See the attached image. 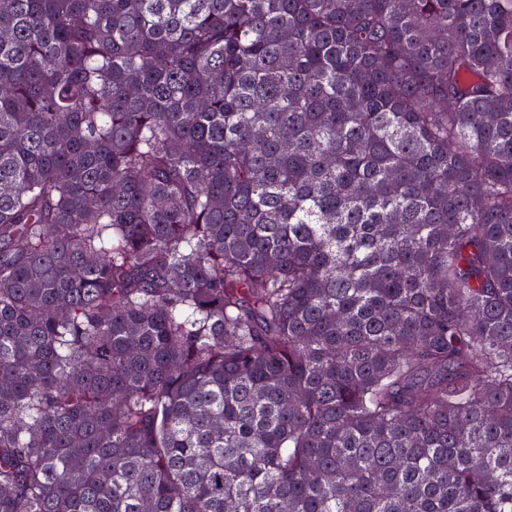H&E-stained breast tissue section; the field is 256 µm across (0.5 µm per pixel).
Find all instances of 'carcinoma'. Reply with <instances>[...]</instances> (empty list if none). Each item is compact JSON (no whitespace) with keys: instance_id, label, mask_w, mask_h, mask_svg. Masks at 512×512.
Wrapping results in <instances>:
<instances>
[{"instance_id":"cac0c4a2","label":"carcinoma","mask_w":512,"mask_h":512,"mask_svg":"<svg viewBox=\"0 0 512 512\" xmlns=\"http://www.w3.org/2000/svg\"><path fill=\"white\" fill-rule=\"evenodd\" d=\"M0 512H512V0H0Z\"/></svg>"}]
</instances>
